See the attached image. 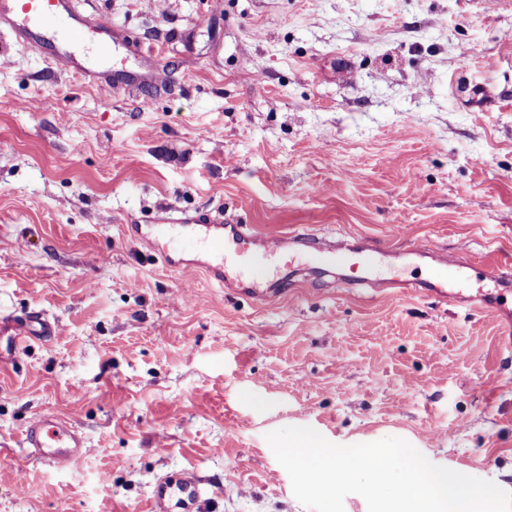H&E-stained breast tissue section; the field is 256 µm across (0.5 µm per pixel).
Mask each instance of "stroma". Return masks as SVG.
<instances>
[{
  "mask_svg": "<svg viewBox=\"0 0 512 512\" xmlns=\"http://www.w3.org/2000/svg\"><path fill=\"white\" fill-rule=\"evenodd\" d=\"M139 55L103 91L0 41V512H145L191 467L211 512H308L267 433L406 440L512 493V0H80ZM375 247L372 285L173 268L158 209ZM434 242L455 276L420 286ZM38 315L50 335L18 342ZM88 442L33 458L29 422ZM234 480H225L226 472ZM23 440L36 458L57 468L82 457L88 448L86 437L77 428L43 416L30 422Z\"/></svg>",
  "mask_w": 512,
  "mask_h": 512,
  "instance_id": "1",
  "label": "stroma"
}]
</instances>
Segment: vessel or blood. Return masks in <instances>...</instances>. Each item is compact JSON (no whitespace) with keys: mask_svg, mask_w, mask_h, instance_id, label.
Listing matches in <instances>:
<instances>
[{"mask_svg":"<svg viewBox=\"0 0 512 512\" xmlns=\"http://www.w3.org/2000/svg\"><path fill=\"white\" fill-rule=\"evenodd\" d=\"M64 20L69 28L67 43L47 44L46 25ZM0 32L15 41L47 46L51 65L67 63L73 75L102 89L112 83L111 70L87 62L75 53L74 44L89 35L101 36L107 47L134 49L129 34L112 24L81 13L74 0H0ZM179 227L194 252L206 256L205 269L210 278L244 295L255 292L254 273L271 261L293 267L298 257L324 263L336 257L351 258L361 252L351 239H339L336 245L304 233L263 235L246 224H225L197 217L174 219L168 214L154 218V230L164 233ZM24 443L44 463L60 468L82 457L87 440L66 421L43 416L33 419L24 432ZM210 490L198 471L184 469L159 478L148 499L147 512H208Z\"/></svg>","mask_w":512,"mask_h":512,"instance_id":"obj_1","label":"vessel or blood"}]
</instances>
